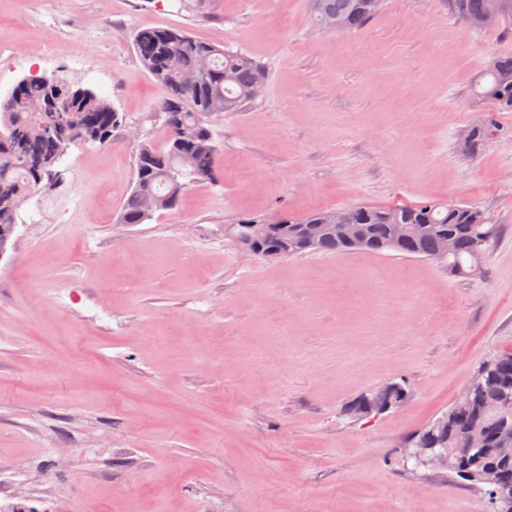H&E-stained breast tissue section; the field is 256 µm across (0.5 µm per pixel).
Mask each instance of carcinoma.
<instances>
[{
  "label": "carcinoma",
  "instance_id": "cac0c4a2",
  "mask_svg": "<svg viewBox=\"0 0 512 512\" xmlns=\"http://www.w3.org/2000/svg\"><path fill=\"white\" fill-rule=\"evenodd\" d=\"M446 2L449 13L476 31L497 32L512 22V0ZM310 8L319 28L334 21L338 35L365 27L382 10L371 7L369 0H310ZM134 46L144 68L165 91L158 115L166 136L161 147L140 146L133 187L119 210L120 224H143L157 211H173L187 189L215 180L217 146L207 117L242 111L259 96L263 79L261 66L247 53L198 41L181 29L141 30ZM204 58L209 66L201 74ZM193 73L198 74L197 80L187 82ZM473 102L487 106L488 113L462 135L461 150L471 156L493 138L512 136V127L504 128L495 120L497 112H512V55L486 62ZM120 124L119 113L107 99L65 76L47 83L31 74L0 97V246L12 245L20 204L43 191L57 175L63 145L110 146ZM338 211L346 223L365 227L360 243L344 239L336 223ZM256 224L266 228L260 238L253 236ZM310 224L326 225L311 248L304 235ZM397 224L405 225V236L397 235ZM500 234L501 225L487 210L461 201L393 207L359 204L337 211L317 209L302 216L282 211L278 219L244 216L225 226V236L238 246L252 247L265 260L307 251H386L431 259L456 278L474 275L479 252ZM445 238L454 245L447 255L440 249ZM477 376L485 383L474 388L469 403L450 407L411 443L415 448H443L454 460L463 457L472 486L477 485L473 477L488 468L498 470L503 482L512 485V349L484 362ZM407 395L400 384L387 394L371 391L354 401L347 414L368 418L380 407L398 406Z\"/></svg>",
  "mask_w": 512,
  "mask_h": 512
}]
</instances>
